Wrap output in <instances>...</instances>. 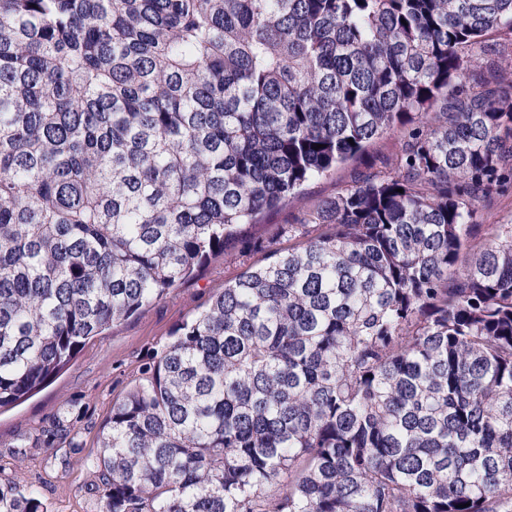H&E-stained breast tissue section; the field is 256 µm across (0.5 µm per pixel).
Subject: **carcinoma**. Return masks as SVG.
<instances>
[{
  "label": "carcinoma",
  "instance_id": "1",
  "mask_svg": "<svg viewBox=\"0 0 512 512\" xmlns=\"http://www.w3.org/2000/svg\"><path fill=\"white\" fill-rule=\"evenodd\" d=\"M496 31L512 0H0V409L393 132L148 359L86 464L102 512H512ZM0 512L44 504L0 475ZM401 139L398 134H384L372 142L362 156L336 168L335 171L314 180L304 186L303 199L288 205L276 213L263 219V224L250 225L247 235L260 239L268 246L266 250L284 249L288 247V234L279 235L278 229L285 224H295L301 209L312 207L318 203L336 197L352 184L358 172L364 171L371 164L376 170H385L382 163H392L400 154ZM483 214L489 216L490 222L498 224L512 223V193L495 196L491 203L485 207Z\"/></svg>",
  "mask_w": 512,
  "mask_h": 512
}]
</instances>
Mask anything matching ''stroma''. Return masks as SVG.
Returning a JSON list of instances; mask_svg holds the SVG:
<instances>
[{
  "mask_svg": "<svg viewBox=\"0 0 512 512\" xmlns=\"http://www.w3.org/2000/svg\"><path fill=\"white\" fill-rule=\"evenodd\" d=\"M400 150L399 135L381 136L362 156L306 184L300 202L249 226L248 237L263 240L267 249L287 248L279 228L296 223L301 209L336 197L368 166L392 163ZM264 257V251L212 255L161 300L87 343L41 392L0 411V470L36 490L48 512H99L98 477L84 461L98 451L113 400L135 383L149 355L162 349L178 326Z\"/></svg>",
  "mask_w": 512,
  "mask_h": 512,
  "instance_id": "1",
  "label": "stroma"
}]
</instances>
